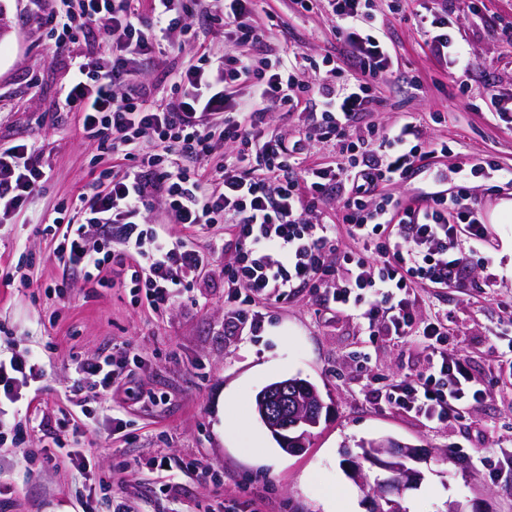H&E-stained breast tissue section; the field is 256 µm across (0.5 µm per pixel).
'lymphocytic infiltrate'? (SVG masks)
<instances>
[{"mask_svg": "<svg viewBox=\"0 0 512 512\" xmlns=\"http://www.w3.org/2000/svg\"><path fill=\"white\" fill-rule=\"evenodd\" d=\"M38 10L36 22L56 50L69 53V79L61 95L84 138L113 164L78 195L79 223L67 224L54 250L78 270L88 294L111 287V269L155 311L170 308L210 264L206 231L230 225L236 256L224 267V332L259 335L263 304L287 302L297 289L318 292L327 312H344L370 343L399 339L424 355L421 371L372 388L371 402L435 425L465 416L486 394L467 357L449 339L448 315L419 314L418 288L464 287L470 257L490 246L478 193L512 189V172L495 164H462L443 171L444 140L424 138L416 118L385 130L359 125L382 102L393 73L391 48L376 0H291L297 14L326 10L341 44L322 56L323 76L306 80L297 57L263 52L264 29L253 25L255 0H58ZM223 31L233 46L214 56L198 47L192 62L172 72L166 93L142 73L162 50L194 40L190 17ZM418 22L430 53L448 70L469 71L471 56L453 32L447 9H426ZM104 34L107 53L93 41ZM86 44L83 53L74 47ZM312 108L311 136L266 134L270 113ZM149 147H142V139ZM334 141L335 160H309L311 140ZM226 154L209 159L216 147ZM32 144L0 147V222L20 215L50 178ZM418 173L448 179L451 192H432L413 207L388 186ZM339 204L337 222L321 219L328 195ZM163 206L183 234L150 223ZM98 234L99 243L89 241ZM40 370L29 353L0 359V406L33 403L42 393ZM73 392L84 404L106 402L120 386L123 362L107 354L84 359Z\"/></svg>", "mask_w": 512, "mask_h": 512, "instance_id": "1", "label": "lymphocytic infiltrate"}]
</instances>
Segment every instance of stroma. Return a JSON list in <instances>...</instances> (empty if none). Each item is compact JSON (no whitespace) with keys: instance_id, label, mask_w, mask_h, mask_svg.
<instances>
[{"instance_id":"1","label":"stroma","mask_w":512,"mask_h":512,"mask_svg":"<svg viewBox=\"0 0 512 512\" xmlns=\"http://www.w3.org/2000/svg\"><path fill=\"white\" fill-rule=\"evenodd\" d=\"M388 4L379 0L377 9L397 76L365 123L381 128L413 116L426 137L451 147L448 156L437 158L438 167L481 159L512 169V127L489 110L468 106L486 86L512 91V46L498 31L512 22V0H485L478 20L463 0H450L456 36L473 59L462 76L449 74L431 56L413 17L390 12ZM23 8L22 0H0L9 24L0 37V144L37 143L51 177L28 214L0 224V275L10 271L31 281L24 288L0 278V354L39 353L44 394L32 410L36 419L53 421L61 412L78 411L71 385L81 360L131 343L135 358L107 406L135 437L99 428L76 438L74 449L90 461L85 476L56 452L46 430L31 431L18 445L0 440V512H82L87 501L95 512H110L114 494L133 512H224L225 498L239 492L261 512H326L331 489L352 497L357 512H370L349 462L359 455L361 440L380 437L420 450L409 465L421 480L402 494L407 512H446L453 500L469 512H512V471L492 478L476 461L478 455L512 449V368L489 370L498 344L494 330L512 326V224L492 225L494 244L484 251V263L468 272L465 288L441 296L455 342L487 388L486 398L462 422L447 427L370 404L367 384L416 372L422 354L389 340L365 345L349 316L320 314L310 289L288 303L265 305L260 335H225L224 266L235 255L226 245L233 237L229 225H214L210 238L223 243V251L214 254L206 277L167 311L153 312L118 280L94 297L81 288L58 295L55 286L71 274L55 261L56 240L45 227L55 208L74 205L82 187L111 161L83 138L74 114L62 110L68 58L54 53L36 22L21 23ZM270 11L282 21L269 35L277 50L292 47L318 60L338 47L326 16L293 14L290 0H258L255 20L266 23ZM411 76L421 80L422 90L410 88ZM462 82L469 89L465 97L458 92ZM289 377L311 382L325 403L309 444L295 454L279 447L255 411L256 395ZM235 392L244 393L239 410L249 431L265 437L266 449L247 453L226 436L220 398ZM158 456L179 468V498L156 489L148 464ZM192 460L210 465L216 481L203 483L183 470Z\"/></svg>"}]
</instances>
